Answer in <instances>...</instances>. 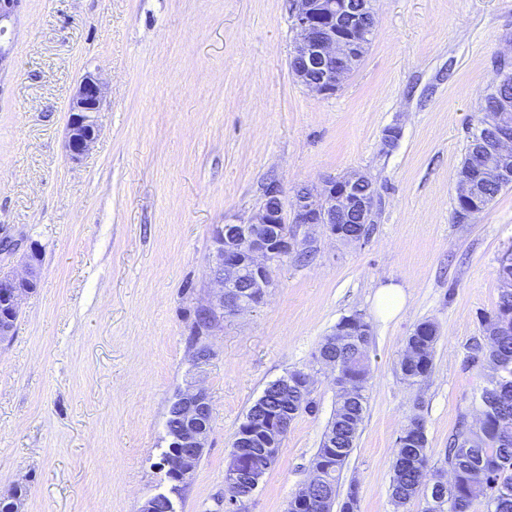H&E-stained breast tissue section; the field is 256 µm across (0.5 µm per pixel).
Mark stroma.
Instances as JSON below:
<instances>
[{"label": "stroma", "mask_w": 512, "mask_h": 512, "mask_svg": "<svg viewBox=\"0 0 512 512\" xmlns=\"http://www.w3.org/2000/svg\"><path fill=\"white\" fill-rule=\"evenodd\" d=\"M372 41L330 96L297 84L290 0H22L0 72V230L18 244L0 274L40 249V277L14 336L0 343V493L21 512H138L165 487L170 403L200 378L213 431L177 512H224L234 434L266 386L313 376V412L291 424L246 512H284L336 408L313 355L338 321H369L368 405L338 497L355 512H396V439L421 418L431 467L490 381L471 364L480 317L512 252V189L476 218L455 214L454 173L479 94L512 52V0H376ZM105 100L81 162L65 151L86 74ZM401 135L384 145L386 129ZM359 169L376 188L374 231L347 245L298 228L316 251L276 268L263 303L225 314L195 368L191 329L211 291L212 232L254 212L267 185L285 198ZM402 288L392 319L375 294ZM439 333L433 368L406 382L417 324Z\"/></svg>", "instance_id": "35a3bbf8"}]
</instances>
